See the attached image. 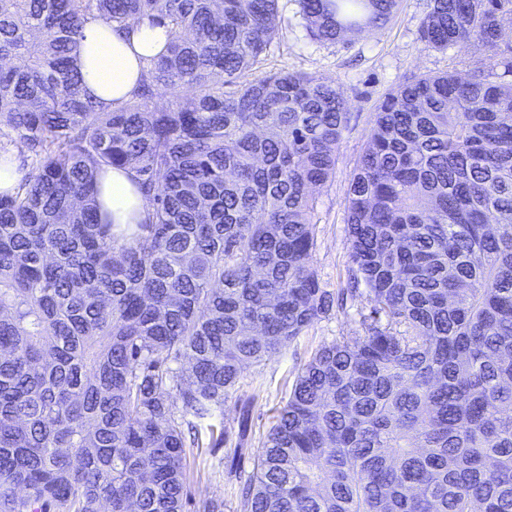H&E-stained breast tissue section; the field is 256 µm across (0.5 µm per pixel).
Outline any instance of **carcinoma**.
<instances>
[{
  "instance_id": "obj_1",
  "label": "carcinoma",
  "mask_w": 512,
  "mask_h": 512,
  "mask_svg": "<svg viewBox=\"0 0 512 512\" xmlns=\"http://www.w3.org/2000/svg\"><path fill=\"white\" fill-rule=\"evenodd\" d=\"M279 0H0V512H183L190 456L254 454L243 512H512V0H431L462 79L385 94L350 180L362 333L322 343L252 450L242 369L329 316L311 265L348 106L260 62ZM309 36L381 28L397 0H299ZM170 29L120 108L81 94L85 22ZM175 94L155 105L157 88ZM128 170L142 224L99 216Z\"/></svg>"
}]
</instances>
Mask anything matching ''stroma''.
<instances>
[{
	"mask_svg": "<svg viewBox=\"0 0 512 512\" xmlns=\"http://www.w3.org/2000/svg\"><path fill=\"white\" fill-rule=\"evenodd\" d=\"M429 9V0H398L389 23L379 30L346 36L333 43L313 40L300 13L297 0H279V34L259 64L238 74L234 88L277 72H306L333 82L349 104V121L338 144L335 173L319 198L318 224L312 265L322 287L344 288L348 277L350 241L347 224V189L356 162L369 137L375 108L390 89L411 74L467 71L485 64L480 46L468 53L425 47L419 26ZM359 298L349 313H333L302 333L286 350L258 365L246 366L238 388L224 403V424L235 426L238 402L253 401L252 431L261 438L273 423V411L288 398L298 370L323 342L338 336H354L361 327L358 310L368 309ZM253 469L252 457L231 458L226 449L203 452L192 461L189 495L223 501V512H242L232 493L236 475Z\"/></svg>",
	"mask_w": 512,
	"mask_h": 512,
	"instance_id": "35a3bbf8",
	"label": "stroma"
}]
</instances>
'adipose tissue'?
<instances>
[{"label": "adipose tissue", "mask_w": 512, "mask_h": 512, "mask_svg": "<svg viewBox=\"0 0 512 512\" xmlns=\"http://www.w3.org/2000/svg\"><path fill=\"white\" fill-rule=\"evenodd\" d=\"M170 39L167 28L138 23L118 30L88 21L81 39V92L120 106L137 91L147 61L163 54ZM101 209L115 224H136L146 213L145 202L127 170L109 169L98 183Z\"/></svg>", "instance_id": "obj_1"}]
</instances>
